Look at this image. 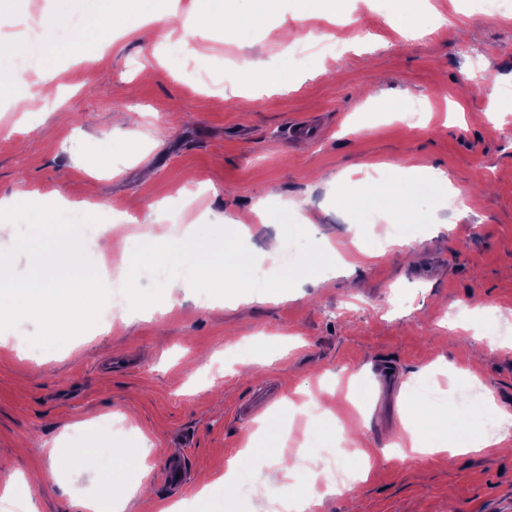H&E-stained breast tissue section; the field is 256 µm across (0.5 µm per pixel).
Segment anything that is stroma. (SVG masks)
<instances>
[{
	"mask_svg": "<svg viewBox=\"0 0 512 512\" xmlns=\"http://www.w3.org/2000/svg\"><path fill=\"white\" fill-rule=\"evenodd\" d=\"M97 0H10L0 45L20 21L65 18L54 28L67 53L0 60L11 87L0 93V201L30 189L63 201L69 215L99 216L95 260L113 262L141 236L231 226L253 208L279 205L319 246L357 247L364 263L340 264L328 286L315 277L262 302L211 298L130 310L105 304L97 325L56 350L17 339L35 323L0 332V471L24 480L0 512H87L108 478L143 473L152 494L124 512H263L280 498L312 501V512H491L512 499V455L422 454L400 435L424 406L448 414V430L419 443L454 440L461 419L494 433L512 414V111L490 109L483 68L512 67V23L476 0H427L421 18L404 0L387 11L371 0H239L233 26L208 23L211 0H181L189 26L169 25L151 42L114 40L110 28L79 42L72 18L90 19ZM340 16L341 52L297 62L307 31ZM453 26L407 36L414 21ZM154 70L144 79L141 66ZM254 67L251 81L240 73ZM57 91L37 97L45 68ZM374 98L362 95L363 88ZM427 118L408 120L413 105ZM318 136L291 137L299 123ZM400 187L381 198L378 162ZM447 171L453 198L424 192L415 172ZM393 239L380 248L377 236ZM243 243L267 274L284 237L273 218H253ZM502 348L492 350L487 335ZM280 390L271 411L294 404L273 437L304 463L285 474L274 458H240L247 432L239 404L265 381ZM323 414L302 413L311 399ZM355 415L369 465L349 459L343 423ZM83 421L72 430L71 421ZM147 437L152 453L115 460L114 445ZM184 457L188 485L162 480ZM367 467L342 494H315L312 473ZM235 467L239 488L221 485Z\"/></svg>",
	"mask_w": 512,
	"mask_h": 512,
	"instance_id": "35a3bbf8",
	"label": "stroma"
}]
</instances>
